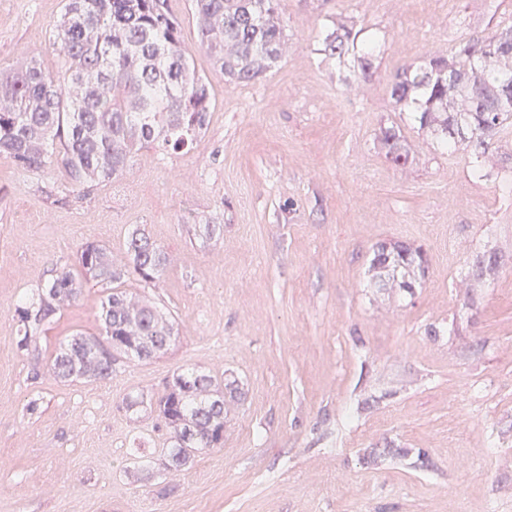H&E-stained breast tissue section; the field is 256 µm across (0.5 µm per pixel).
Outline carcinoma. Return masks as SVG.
Here are the masks:
<instances>
[{"mask_svg":"<svg viewBox=\"0 0 512 512\" xmlns=\"http://www.w3.org/2000/svg\"><path fill=\"white\" fill-rule=\"evenodd\" d=\"M280 2L193 0L201 43L226 82L255 81L288 51ZM51 37L64 56L61 71L49 72L35 59L0 71L1 157L30 172L53 163L75 192L112 182L142 148L180 153L198 142L214 106L213 88L186 47L169 0H65ZM375 51V39L353 22L334 23L319 48L341 63L353 56L364 82L373 77ZM386 91L395 106L411 111L427 144L467 154L473 177H487L486 155L512 125V19L470 33L447 56H424L397 69ZM404 141L398 124L382 133L386 157L399 168L410 159ZM126 247L127 262L118 265L109 248L87 243L76 269L55 272L36 295L18 299L16 345L33 361V378L40 376V331L92 281L106 292L100 333L66 337L46 364L49 375L109 380L125 361L167 350L174 324L124 288L132 274L159 281L167 257L137 231ZM370 272L380 288L410 291L424 272L423 256L411 245H382ZM236 392L224 377L193 369L173 374L150 396L127 395L125 406L147 404L157 413L169 431L160 450L165 469L178 472L201 451L224 447L228 401ZM150 464L137 453L126 475L138 479Z\"/></svg>","mask_w":512,"mask_h":512,"instance_id":"cac0c4a2","label":"carcinoma"}]
</instances>
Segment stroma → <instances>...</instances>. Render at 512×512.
Wrapping results in <instances>:
<instances>
[{"label":"stroma","mask_w":512,"mask_h":512,"mask_svg":"<svg viewBox=\"0 0 512 512\" xmlns=\"http://www.w3.org/2000/svg\"><path fill=\"white\" fill-rule=\"evenodd\" d=\"M63 0H0V69L58 70ZM209 73V125L186 153L138 151L81 193L55 169L0 157V512H512V127L473 179L413 123L400 169L379 144L399 116L386 79L512 17V0H281L292 47L248 85L198 52L191 0H169ZM379 39L372 82L319 54L333 19ZM141 230L168 255L159 287L178 335L112 379L31 380L14 305L98 242L123 258ZM426 255L412 292L374 288L379 245ZM87 285L48 347L97 333ZM196 367L237 382L224 447L165 471L166 437L123 407ZM35 411H28L29 401ZM153 475L128 479L134 452Z\"/></svg>","instance_id":"stroma-1"}]
</instances>
